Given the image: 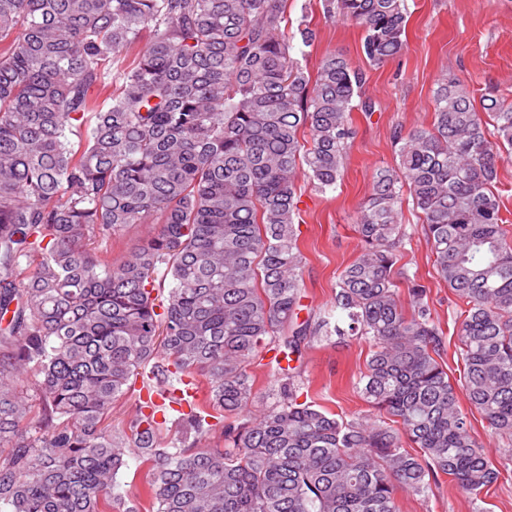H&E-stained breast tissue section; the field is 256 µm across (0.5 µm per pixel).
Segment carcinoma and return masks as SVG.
Instances as JSON below:
<instances>
[{
  "label": "carcinoma",
  "instance_id": "obj_1",
  "mask_svg": "<svg viewBox=\"0 0 512 512\" xmlns=\"http://www.w3.org/2000/svg\"><path fill=\"white\" fill-rule=\"evenodd\" d=\"M322 11L360 29L374 66L406 48V0ZM287 13L0 0V512H399V493L441 475L473 500L498 481L462 403L512 440V232L495 192L512 102L478 108L464 80L437 81L431 126L398 132V162L372 171L334 303L301 320L298 181L336 191L351 113L375 105L345 56L312 73L293 56ZM406 195L456 299V384L431 289L397 266ZM135 224L154 231L112 261ZM334 336L369 343L358 385L379 418L299 401L289 362ZM266 346L275 398L251 414ZM131 450L151 477L116 495Z\"/></svg>",
  "mask_w": 512,
  "mask_h": 512
}]
</instances>
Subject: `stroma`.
Here are the masks:
<instances>
[{
    "instance_id": "stroma-1",
    "label": "stroma",
    "mask_w": 512,
    "mask_h": 512,
    "mask_svg": "<svg viewBox=\"0 0 512 512\" xmlns=\"http://www.w3.org/2000/svg\"><path fill=\"white\" fill-rule=\"evenodd\" d=\"M407 5V48L377 69L363 55L359 29L326 20L320 0H288L286 35L295 33L303 13L316 31V41L307 50L308 69H315L325 53H341L364 72L363 92L376 104L372 115L352 114L356 137L336 192L324 195L308 182L300 184L304 303L316 312L331 306L338 275L360 252L353 225L369 193L373 169L395 165V130L430 122L437 80L445 74L457 76L467 79L474 98L494 94L512 101V0H407ZM403 222L412 228L404 260L410 271L432 287L435 316L446 334L444 367L451 381H458L455 298L436 275L417 213L404 210ZM367 353V344L353 338L304 350L300 359L306 378L303 398L346 418L368 413L356 385ZM471 422L475 438L501 472L497 484L473 502L443 475L427 496H401V512H512V443L495 435L482 416H472Z\"/></svg>"
}]
</instances>
